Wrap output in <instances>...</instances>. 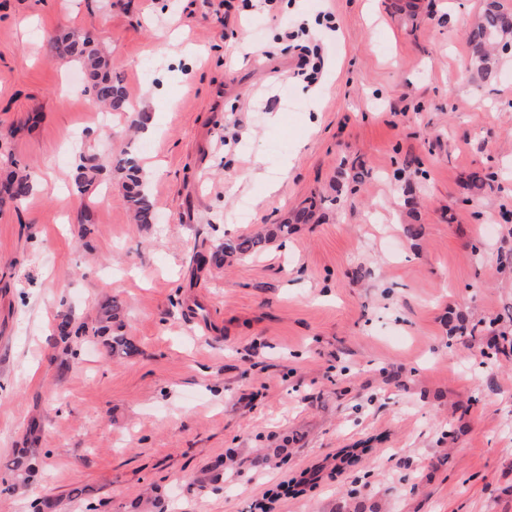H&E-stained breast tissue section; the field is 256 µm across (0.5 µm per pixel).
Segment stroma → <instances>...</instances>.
<instances>
[{
  "instance_id": "1",
  "label": "stroma",
  "mask_w": 512,
  "mask_h": 512,
  "mask_svg": "<svg viewBox=\"0 0 512 512\" xmlns=\"http://www.w3.org/2000/svg\"><path fill=\"white\" fill-rule=\"evenodd\" d=\"M219 3L0 0V172L36 183L0 202V464L34 417L43 450L0 512H138L147 491L152 512H512V52L472 68L484 0ZM295 21L323 48L310 86ZM63 32L108 43L127 108L93 107ZM79 150L136 155L158 222L116 176L78 192ZM323 194L319 223L197 264ZM111 297L136 353L57 345L58 313L91 328Z\"/></svg>"
}]
</instances>
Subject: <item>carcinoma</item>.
<instances>
[{"label": "carcinoma", "instance_id": "carcinoma-1", "mask_svg": "<svg viewBox=\"0 0 512 512\" xmlns=\"http://www.w3.org/2000/svg\"><path fill=\"white\" fill-rule=\"evenodd\" d=\"M470 48L478 47L480 51L472 52V61L477 65L479 76L489 79L495 74L493 55L494 45L512 42V16L502 11L498 0H487L476 22L466 32ZM62 50L77 61L84 72L86 84L96 92L98 104L111 112L123 109L126 102V92L120 79L112 74L110 54L94 39L85 36L81 39H65ZM110 165L121 174L123 179V198L134 220L139 224L156 223V211L150 200L148 181L143 174L139 161L124 154L112 158ZM103 169V164L95 159L79 156L76 166V183L79 188H86L95 183ZM34 180L31 173L25 170H15L4 181L0 182V198L6 197L14 202H22L32 193ZM326 198L312 201L309 205L293 211L287 219L272 228L257 234H240L227 237L216 244L211 253V259L223 263L229 259H246L265 249L272 241L285 238L292 231L294 224H312L319 219L322 204ZM122 305L116 300L104 303L99 312L97 326L94 332L104 334L111 328H116L112 336L110 352L112 357H128L134 351V345L129 338L121 334L123 325L117 323ZM58 340L67 344L72 338L87 333L86 327L74 326L73 317L69 313L57 315L55 324ZM41 466V449L21 448L6 465L5 476L0 483L11 491L27 489Z\"/></svg>", "mask_w": 512, "mask_h": 512}]
</instances>
